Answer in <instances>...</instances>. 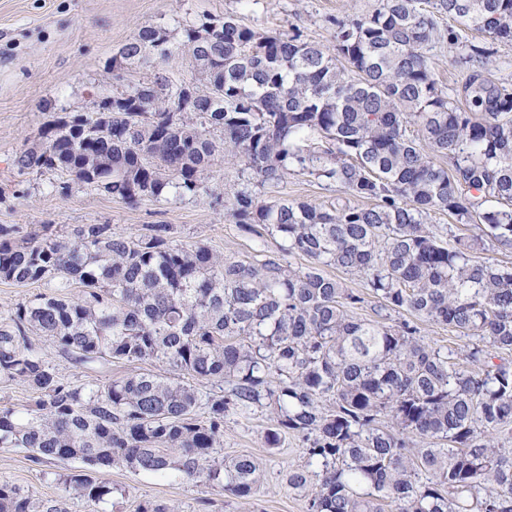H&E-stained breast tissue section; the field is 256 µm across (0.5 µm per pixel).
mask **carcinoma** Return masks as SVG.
Here are the masks:
<instances>
[{"label":"carcinoma","instance_id":"obj_1","mask_svg":"<svg viewBox=\"0 0 512 512\" xmlns=\"http://www.w3.org/2000/svg\"><path fill=\"white\" fill-rule=\"evenodd\" d=\"M512 40V0H381L336 21V51L297 35H260L234 18L203 17L175 44L145 24L107 68H155L181 55L207 66L205 94L164 77L63 112L16 155L20 174L50 170L133 207L210 196L206 179L228 151L271 191L303 171L346 195L329 208L241 190L224 217L263 230L276 249L250 261L173 243L172 226L137 238L109 224L21 242L0 225V280L40 284L0 313V381L27 385L24 412L0 407V448L35 463L78 460L58 475L95 505L115 487L106 467L169 475L252 496L261 464L218 456L224 418L271 410L270 448L293 434L308 462L286 475L308 512H512V266L478 251H512V90L472 74L463 110L442 97L427 47L435 13ZM417 126V134L407 126ZM448 158L451 168L433 156ZM476 194L478 202L470 200ZM446 211L476 233L445 245L424 224ZM308 259L293 267L287 257ZM366 275L381 309L450 325L476 339L465 354L432 346L410 320H354L360 293L324 268ZM79 288L73 295L70 289ZM96 370L157 361L175 377L139 373L81 384L32 345ZM0 512H70L0 482Z\"/></svg>","mask_w":512,"mask_h":512}]
</instances>
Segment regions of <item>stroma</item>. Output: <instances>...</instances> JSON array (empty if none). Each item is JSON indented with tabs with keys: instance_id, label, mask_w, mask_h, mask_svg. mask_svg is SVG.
Wrapping results in <instances>:
<instances>
[{
	"instance_id": "stroma-1",
	"label": "stroma",
	"mask_w": 512,
	"mask_h": 512,
	"mask_svg": "<svg viewBox=\"0 0 512 512\" xmlns=\"http://www.w3.org/2000/svg\"><path fill=\"white\" fill-rule=\"evenodd\" d=\"M379 0H0V224H13L20 236L49 232L64 236L81 224H108L114 233L135 237L146 225L168 224L175 243L204 244L227 257L251 259L258 237L224 220L223 205L186 199H146L131 207L112 195L83 184H71L67 195L49 193L57 173L18 175L13 165L24 146L38 139L57 112H82L91 94L106 97L138 82L163 75L172 83L194 84L199 76L189 61L172 57L159 71L120 73L106 68L112 56L144 24L168 27L181 39L185 24L205 16L234 17L256 32L288 33L336 47V23L371 14ZM458 41L438 39L428 55L445 99L461 103L458 91L470 74L512 87V42L461 27ZM490 50L489 63L471 59L472 47ZM239 158L225 155L223 167L210 173L207 185L216 197L248 187L258 200H271L266 189L247 182ZM281 195L322 206L335 204L342 193L314 177L294 172ZM270 425L267 411L256 409L224 420L222 455H250L263 467L255 495L247 501L224 495L217 487L198 486L181 477L136 474L110 468L101 477L115 487L108 512H135L144 500L167 503L179 512H307L306 500L288 489L284 476L303 466L306 446L288 435L278 447L264 440ZM72 462L38 464L27 453L0 448V481L38 499L63 493L56 473Z\"/></svg>"
}]
</instances>
